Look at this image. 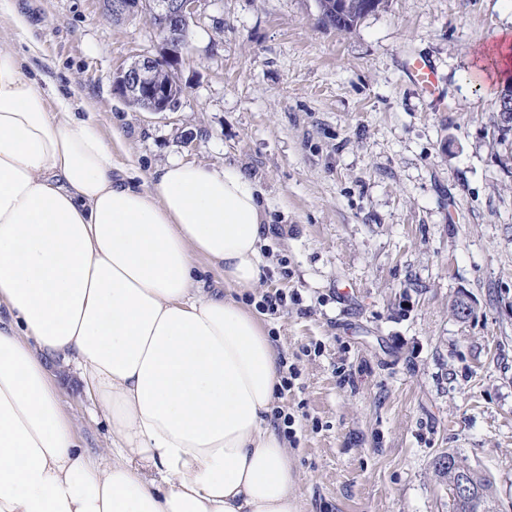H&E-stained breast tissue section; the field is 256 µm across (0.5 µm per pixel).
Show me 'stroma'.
<instances>
[{
	"label": "stroma",
	"mask_w": 512,
	"mask_h": 512,
	"mask_svg": "<svg viewBox=\"0 0 512 512\" xmlns=\"http://www.w3.org/2000/svg\"><path fill=\"white\" fill-rule=\"evenodd\" d=\"M42 50L31 71L121 129L119 162L148 186L167 160L238 165L271 220L266 265L239 301L262 315L293 388L278 407L302 512H453L440 457L512 512V136H493L500 78L470 73L512 0H386L350 32L316 0H201L172 112L132 106L116 73L159 54L148 18L106 20L100 0H9ZM434 66L433 99L407 75ZM474 312L457 320L450 303ZM60 394L89 455L112 445L73 368Z\"/></svg>",
	"instance_id": "1"
}]
</instances>
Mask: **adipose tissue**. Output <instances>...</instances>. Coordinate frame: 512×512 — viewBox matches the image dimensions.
<instances>
[{"instance_id":"obj_1","label":"adipose tissue","mask_w":512,"mask_h":512,"mask_svg":"<svg viewBox=\"0 0 512 512\" xmlns=\"http://www.w3.org/2000/svg\"><path fill=\"white\" fill-rule=\"evenodd\" d=\"M39 51L0 48V512H301L278 354L234 296L261 276L260 186L169 161L138 187L122 133L27 74ZM56 359L111 461L80 447Z\"/></svg>"}]
</instances>
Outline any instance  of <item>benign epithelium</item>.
<instances>
[{
  "label": "benign epithelium",
  "instance_id": "1",
  "mask_svg": "<svg viewBox=\"0 0 512 512\" xmlns=\"http://www.w3.org/2000/svg\"><path fill=\"white\" fill-rule=\"evenodd\" d=\"M201 0H101L103 15L119 23L139 12L149 14L162 45L159 56L144 54L121 69L114 80L117 94L151 113L174 111L181 103L183 89L160 77L179 68L186 55L187 33L196 18ZM512 129V96L499 102L494 130Z\"/></svg>",
  "mask_w": 512,
  "mask_h": 512
}]
</instances>
